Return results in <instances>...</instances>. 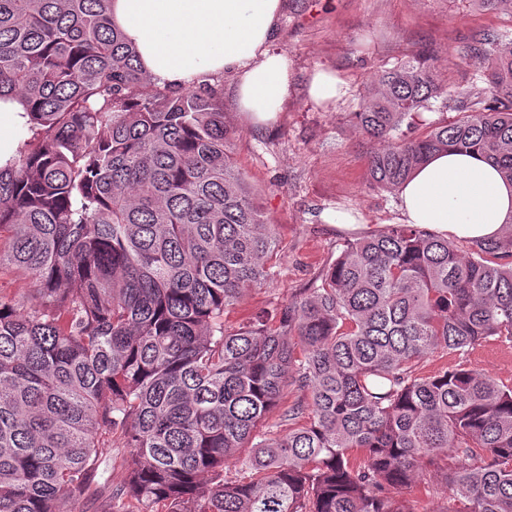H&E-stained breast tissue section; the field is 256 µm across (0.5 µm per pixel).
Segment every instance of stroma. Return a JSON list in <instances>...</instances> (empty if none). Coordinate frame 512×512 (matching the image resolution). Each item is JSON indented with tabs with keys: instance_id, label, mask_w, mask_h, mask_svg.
I'll list each match as a JSON object with an SVG mask.
<instances>
[{
	"instance_id": "35a3bbf8",
	"label": "stroma",
	"mask_w": 512,
	"mask_h": 512,
	"mask_svg": "<svg viewBox=\"0 0 512 512\" xmlns=\"http://www.w3.org/2000/svg\"><path fill=\"white\" fill-rule=\"evenodd\" d=\"M484 30L512 35V12L486 13L472 0H282L273 47L288 57L291 91L277 121L250 123L237 108L234 78H223L224 114L238 131L234 157L267 222L278 227L273 279L251 292L244 308L225 312L226 328L238 326L243 309L284 305L312 287L352 235L399 223L397 192L366 181L374 143L352 114L383 67L428 49L447 70L449 52L463 50ZM321 69L339 73L348 85L336 105L322 107L309 97ZM340 212L354 215L355 223H337ZM445 365L512 383V342L492 341L463 356L437 355L424 361L422 371Z\"/></svg>"
}]
</instances>
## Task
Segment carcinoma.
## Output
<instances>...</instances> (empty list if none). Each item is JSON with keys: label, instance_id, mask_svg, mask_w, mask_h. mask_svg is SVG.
<instances>
[{"label": "carcinoma", "instance_id": "obj_1", "mask_svg": "<svg viewBox=\"0 0 512 512\" xmlns=\"http://www.w3.org/2000/svg\"><path fill=\"white\" fill-rule=\"evenodd\" d=\"M109 13L0 0V98L24 99L29 132L0 166V270L29 281L0 296V512H55L110 448L128 478L100 512H406L425 471L451 490L442 512H512V386L418 370L512 341V228L466 251L417 224L349 239L313 287L225 329L268 283L277 225L222 85L155 83ZM504 38L448 54L487 61L466 86L429 50L380 71L354 113L380 143L372 188L450 147L512 180ZM435 104L454 116L410 136Z\"/></svg>", "mask_w": 512, "mask_h": 512}]
</instances>
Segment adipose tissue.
Listing matches in <instances>:
<instances>
[{
  "label": "adipose tissue",
  "mask_w": 512,
  "mask_h": 512,
  "mask_svg": "<svg viewBox=\"0 0 512 512\" xmlns=\"http://www.w3.org/2000/svg\"><path fill=\"white\" fill-rule=\"evenodd\" d=\"M281 0H111L112 21L151 78L189 88L235 77L239 112L275 121L290 94L289 62L271 46ZM27 118L0 99V165L13 159ZM403 223L451 239L495 238L512 226V181L481 157L449 149L417 168L399 190Z\"/></svg>",
  "instance_id": "1"
}]
</instances>
